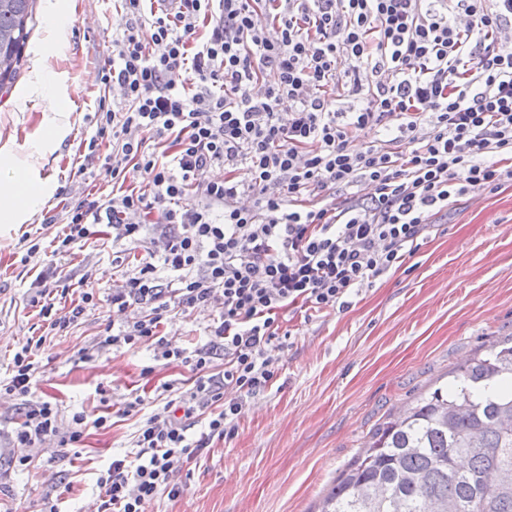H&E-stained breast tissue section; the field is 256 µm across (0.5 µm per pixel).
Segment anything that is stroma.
<instances>
[{"label":"stroma","instance_id":"1","mask_svg":"<svg viewBox=\"0 0 512 512\" xmlns=\"http://www.w3.org/2000/svg\"><path fill=\"white\" fill-rule=\"evenodd\" d=\"M126 18L120 0H59L49 30L43 4L13 87L0 91V145L25 153L41 142L38 178L45 204L23 224L0 228V374H8L28 339L44 337L32 359L41 399L57 407L67 429L76 413L104 418L87 427L80 447L52 440L17 448L11 435L17 400L0 397V512H97V480L113 457L132 453L144 415L163 407L164 385L191 373L158 358L154 345L115 350L99 340L113 319L112 288L126 266L112 262V230L95 226L68 256H27L31 240H50L86 195L112 184L88 164L100 100L119 102L100 81L112 35ZM43 58L52 90L69 114L51 128L40 106L26 100L34 58ZM92 288L94 305L67 329L52 331L35 304L49 289L56 314ZM215 310L171 314L161 334L171 348L192 352L206 341ZM288 339L275 344L279 377L246 398L232 438L213 440L176 476L180 497H159L148 512H313L373 431L423 393L500 340L512 337V183L495 192L472 190L431 217L428 236L401 267L351 296L346 308L288 309ZM142 400L141 411L125 412Z\"/></svg>","mask_w":512,"mask_h":512}]
</instances>
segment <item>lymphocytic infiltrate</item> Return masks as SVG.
I'll return each mask as SVG.
<instances>
[{
  "mask_svg": "<svg viewBox=\"0 0 512 512\" xmlns=\"http://www.w3.org/2000/svg\"><path fill=\"white\" fill-rule=\"evenodd\" d=\"M122 2L101 82L123 105H99L97 134L123 156L106 175L146 189L79 201L52 245L70 253L90 225L111 224L140 256L112 291L127 319L105 344L155 342L194 374L141 421L133 459L98 480L103 512H147L158 495H181L175 474L212 437L234 435L242 397L272 385L283 311L343 303L413 254L456 195L512 182V0H170L151 12ZM365 129L374 139L349 150ZM150 137L162 151L146 150ZM214 167L223 177L202 179ZM217 299L205 344L189 356L167 348L168 314ZM218 355L224 371L209 374ZM35 370L23 347L0 383L23 406L15 441L78 445L86 416L60 431L32 391ZM201 414L207 430L191 438Z\"/></svg>",
  "mask_w": 512,
  "mask_h": 512,
  "instance_id": "f902f5d3",
  "label": "lymphocytic infiltrate"
}]
</instances>
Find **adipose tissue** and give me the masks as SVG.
<instances>
[{"label": "adipose tissue", "mask_w": 512, "mask_h": 512, "mask_svg": "<svg viewBox=\"0 0 512 512\" xmlns=\"http://www.w3.org/2000/svg\"><path fill=\"white\" fill-rule=\"evenodd\" d=\"M43 159L39 143H31L25 156L0 147V224H22L40 208L44 189L35 173Z\"/></svg>", "instance_id": "adipose-tissue-1"}]
</instances>
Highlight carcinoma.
<instances>
[{
    "label": "carcinoma",
    "mask_w": 512,
    "mask_h": 512,
    "mask_svg": "<svg viewBox=\"0 0 512 512\" xmlns=\"http://www.w3.org/2000/svg\"><path fill=\"white\" fill-rule=\"evenodd\" d=\"M36 0H0V90L12 87ZM392 415L319 512H512V338Z\"/></svg>",
    "instance_id": "obj_1"
}]
</instances>
